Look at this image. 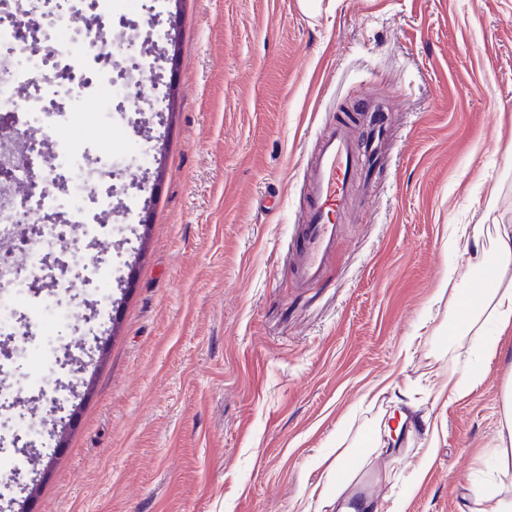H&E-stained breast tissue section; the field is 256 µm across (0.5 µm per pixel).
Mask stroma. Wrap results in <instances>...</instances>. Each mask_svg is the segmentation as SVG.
<instances>
[{
    "mask_svg": "<svg viewBox=\"0 0 512 512\" xmlns=\"http://www.w3.org/2000/svg\"><path fill=\"white\" fill-rule=\"evenodd\" d=\"M174 54L167 91L140 129L94 104L60 132L126 181L117 211L109 317L89 352L75 320L27 323L69 306L49 285L8 294L0 334V456L26 461L0 482V512H336L309 500L319 462L358 446L400 409L399 449H366L347 479L383 512H471L472 487L512 493L495 448L512 357L448 400L438 372L464 360L448 298L476 287L449 236L512 223V0H141ZM387 119L365 200L331 270L296 287L288 246L303 172L323 133L361 108ZM153 140L141 169L130 146ZM56 337L17 366L27 330ZM43 372L63 413L38 411L47 446L18 429ZM434 460L421 469L422 451Z\"/></svg>",
    "mask_w": 512,
    "mask_h": 512,
    "instance_id": "stroma-1",
    "label": "stroma"
}]
</instances>
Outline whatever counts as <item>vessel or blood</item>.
<instances>
[{"label":"vessel or blood","instance_id":"1","mask_svg":"<svg viewBox=\"0 0 512 512\" xmlns=\"http://www.w3.org/2000/svg\"><path fill=\"white\" fill-rule=\"evenodd\" d=\"M363 154L344 122L322 134L317 155L308 166L307 205L298 226L290 267L297 287L308 288L327 275L358 189Z\"/></svg>","mask_w":512,"mask_h":512}]
</instances>
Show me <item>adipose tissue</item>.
Returning a JSON list of instances; mask_svg holds the SVG:
<instances>
[{"label": "adipose tissue", "instance_id": "ef3b65f1", "mask_svg": "<svg viewBox=\"0 0 512 512\" xmlns=\"http://www.w3.org/2000/svg\"><path fill=\"white\" fill-rule=\"evenodd\" d=\"M459 252L468 274L481 278L478 291L463 288L454 294L450 305L466 309L464 319L449 325V336H468L473 340L474 362L449 366L447 388L449 398L455 399L479 385L484 374L477 365L504 353L500 343L486 339L478 321L488 315L499 334L512 332V224L494 225L492 232L483 227L462 233Z\"/></svg>", "mask_w": 512, "mask_h": 512}]
</instances>
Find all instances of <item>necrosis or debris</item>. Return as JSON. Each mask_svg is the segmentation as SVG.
Here are the masks:
<instances>
[{"label":"necrosis or debris","mask_w":512,"mask_h":512,"mask_svg":"<svg viewBox=\"0 0 512 512\" xmlns=\"http://www.w3.org/2000/svg\"><path fill=\"white\" fill-rule=\"evenodd\" d=\"M52 0H0V288L33 284L51 275L57 286L71 288L66 261L48 267L49 250L96 237L89 209L110 214L112 193H98L85 182L87 155L73 139L50 146L46 129L20 124L21 112L64 116L94 102L100 114L152 111L139 84L117 82L122 65L156 74L160 65L152 46L163 37L156 23L137 22L134 34H117L113 16L125 12L127 0H69L66 9ZM45 11L46 25L25 24V17ZM77 38L81 54L59 61L54 37ZM140 44L139 54L117 59L104 47L114 40Z\"/></svg>","instance_id":"1"}]
</instances>
